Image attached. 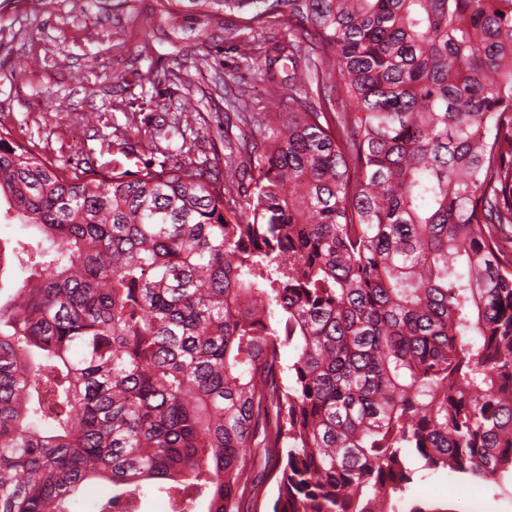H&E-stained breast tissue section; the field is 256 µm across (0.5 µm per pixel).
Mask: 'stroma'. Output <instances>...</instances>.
<instances>
[{
	"mask_svg": "<svg viewBox=\"0 0 512 512\" xmlns=\"http://www.w3.org/2000/svg\"><path fill=\"white\" fill-rule=\"evenodd\" d=\"M231 17H163L156 0H0V128L55 164L159 168L187 159L224 177L230 148L257 139L224 98L281 111L287 89L247 62ZM408 499L453 512H512V475L473 487L422 471Z\"/></svg>",
	"mask_w": 512,
	"mask_h": 512,
	"instance_id": "stroma-1",
	"label": "stroma"
}]
</instances>
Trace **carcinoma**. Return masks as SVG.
I'll return each instance as SVG.
<instances>
[{
	"instance_id": "1",
	"label": "carcinoma",
	"mask_w": 512,
	"mask_h": 512,
	"mask_svg": "<svg viewBox=\"0 0 512 512\" xmlns=\"http://www.w3.org/2000/svg\"><path fill=\"white\" fill-rule=\"evenodd\" d=\"M288 22V107L232 193L0 131V512H452L413 456L512 472V0H158ZM291 359L284 360V353ZM52 398H46L44 387Z\"/></svg>"
}]
</instances>
